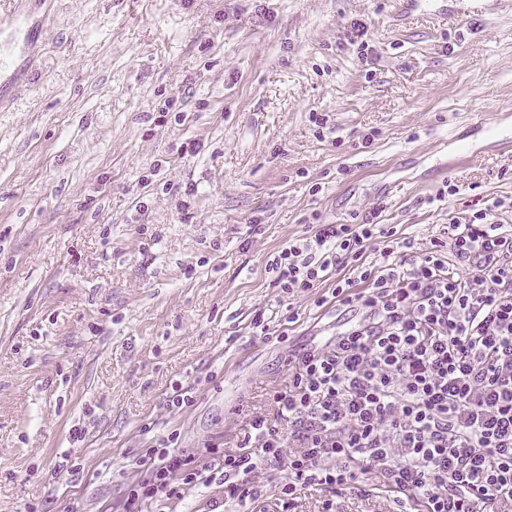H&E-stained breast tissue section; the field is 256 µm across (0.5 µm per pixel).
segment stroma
<instances>
[{"label": "stroma", "instance_id": "obj_1", "mask_svg": "<svg viewBox=\"0 0 512 512\" xmlns=\"http://www.w3.org/2000/svg\"><path fill=\"white\" fill-rule=\"evenodd\" d=\"M447 2L58 0L36 83L0 112V512H121L154 437L232 446L289 352L362 317L271 285L311 222L377 208L428 248L512 198V162L470 129L512 128V15ZM289 306L279 340L253 337L256 310ZM178 384L193 406H168Z\"/></svg>", "mask_w": 512, "mask_h": 512}]
</instances>
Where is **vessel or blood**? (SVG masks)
Listing matches in <instances>:
<instances>
[{
	"mask_svg": "<svg viewBox=\"0 0 512 512\" xmlns=\"http://www.w3.org/2000/svg\"><path fill=\"white\" fill-rule=\"evenodd\" d=\"M52 14L33 11L28 0H0V107H6L31 82L36 47Z\"/></svg>",
	"mask_w": 512,
	"mask_h": 512,
	"instance_id": "b4317fda",
	"label": "vessel or blood"
}]
</instances>
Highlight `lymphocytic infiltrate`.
I'll return each instance as SVG.
<instances>
[{
	"label": "lymphocytic infiltrate",
	"instance_id": "obj_1",
	"mask_svg": "<svg viewBox=\"0 0 512 512\" xmlns=\"http://www.w3.org/2000/svg\"><path fill=\"white\" fill-rule=\"evenodd\" d=\"M505 199L448 222L449 250L417 247L376 216L319 224L271 255L286 297L363 310L333 340L289 353L272 412L253 413L234 450L156 438L123 512L183 487L217 485L238 512H266L258 469L282 471L279 512L309 486L384 495L392 512H512V233ZM378 259H368L373 240ZM332 282L330 294L320 285Z\"/></svg>",
	"mask_w": 512,
	"mask_h": 512
}]
</instances>
